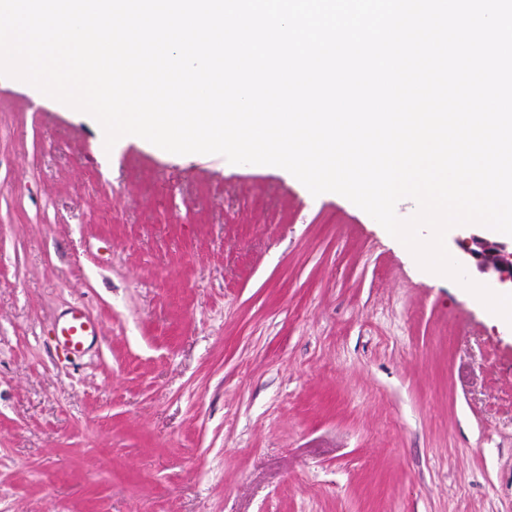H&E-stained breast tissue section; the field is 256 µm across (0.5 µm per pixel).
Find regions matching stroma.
I'll return each instance as SVG.
<instances>
[{"mask_svg":"<svg viewBox=\"0 0 512 512\" xmlns=\"http://www.w3.org/2000/svg\"><path fill=\"white\" fill-rule=\"evenodd\" d=\"M0 512H512V326L341 195L0 76ZM97 335V326L85 315L80 306L71 308L67 317L58 323L56 336L59 342L73 352H82L89 339Z\"/></svg>","mask_w":512,"mask_h":512,"instance_id":"stroma-1","label":"stroma"}]
</instances>
